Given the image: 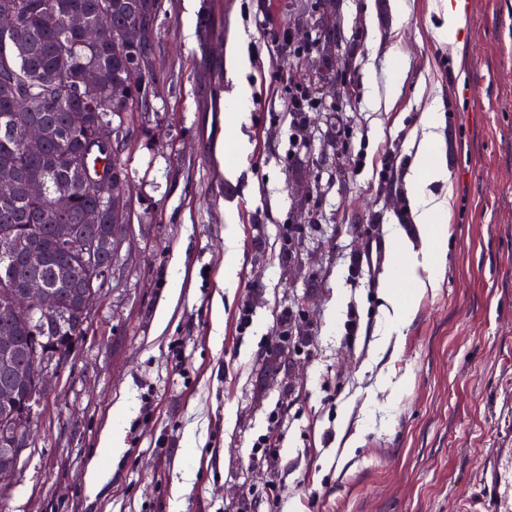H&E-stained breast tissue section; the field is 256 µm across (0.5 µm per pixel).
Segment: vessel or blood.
<instances>
[{
  "mask_svg": "<svg viewBox=\"0 0 512 512\" xmlns=\"http://www.w3.org/2000/svg\"><path fill=\"white\" fill-rule=\"evenodd\" d=\"M466 512H512V448L496 449L486 458Z\"/></svg>",
  "mask_w": 512,
  "mask_h": 512,
  "instance_id": "vessel-or-blood-1",
  "label": "vessel or blood"
}]
</instances>
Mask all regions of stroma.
<instances>
[{
	"label": "stroma",
	"mask_w": 512,
	"mask_h": 512,
	"mask_svg": "<svg viewBox=\"0 0 512 512\" xmlns=\"http://www.w3.org/2000/svg\"><path fill=\"white\" fill-rule=\"evenodd\" d=\"M195 3L222 21V37L188 39L184 0H163L156 110L122 155L133 231L89 331L35 411L0 512H232L247 495L254 512H462L487 454L512 446V0H472L470 21L486 37L451 47L432 34L443 0H407L399 19L390 0H336V51L360 95L342 112H311L305 144L290 125L282 45L298 15L288 0ZM238 44L252 95L247 123L234 127L224 99ZM464 83L475 90L468 108ZM435 101L453 194L447 262L383 348L380 292L393 258L354 278L349 256L362 225L388 238L407 209L380 161H411ZM342 125L353 137L340 174L332 139ZM313 178L317 217L284 251L301 224L293 187ZM230 250L237 285L227 290ZM246 303L253 323L241 334ZM353 308L369 330L350 344ZM287 309L303 350L277 347ZM127 396L132 412L117 418ZM116 422L123 447L102 460V486L89 493L86 466ZM271 433L278 457L267 467L250 452Z\"/></svg>",
	"instance_id": "35a3bbf8"
}]
</instances>
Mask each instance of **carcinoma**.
Masks as SVG:
<instances>
[{
  "mask_svg": "<svg viewBox=\"0 0 512 512\" xmlns=\"http://www.w3.org/2000/svg\"><path fill=\"white\" fill-rule=\"evenodd\" d=\"M112 28L140 27L143 36L124 47L112 41L79 42L65 25L67 11L96 20L101 0H0V14L12 15L10 26H0V174L15 177L13 195L0 198V336L13 337L14 360L22 364L34 356L68 352L74 337L88 329V316L80 303L84 269L88 259L64 248L55 225H70L73 240L98 242L93 263L106 266L114 246L131 228L130 209L108 210L107 203L91 189V177L110 169L128 180L121 153L93 151L84 154L87 136L99 128L108 130L115 143H128L137 118L153 110V84L138 74V67L155 57L162 0H111ZM304 6L323 21L327 37L293 45L295 59L313 55L319 59L317 94L308 100L312 110L329 105L336 111V90L350 96L352 69L341 73L326 68L330 55L320 46L336 38V0H305ZM79 69H95L98 111L81 110L82 91L73 86ZM31 123L45 133L40 154L29 155L21 132ZM37 181L47 193L68 189L73 203L69 212L53 216L46 201L25 194L28 183ZM98 210V224L81 221L84 211ZM8 240L34 244L35 254L6 252ZM30 283L55 292L62 305L56 318L15 315L16 296ZM41 394L36 382L18 381L0 373V468L15 466L5 452L17 441L30 444L31 413Z\"/></svg>",
  "mask_w": 512,
  "mask_h": 512,
  "instance_id": "1",
  "label": "carcinoma"
}]
</instances>
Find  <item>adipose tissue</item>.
<instances>
[{"mask_svg": "<svg viewBox=\"0 0 512 512\" xmlns=\"http://www.w3.org/2000/svg\"><path fill=\"white\" fill-rule=\"evenodd\" d=\"M443 127L441 106L433 104L423 114L422 138L405 175L418 239L410 240L399 225L390 227L395 261L384 279L379 328L380 341L385 345L402 335L414 314V300L435 287L443 273L452 209L448 161L441 148Z\"/></svg>", "mask_w": 512, "mask_h": 512, "instance_id": "obj_1", "label": "adipose tissue"}]
</instances>
